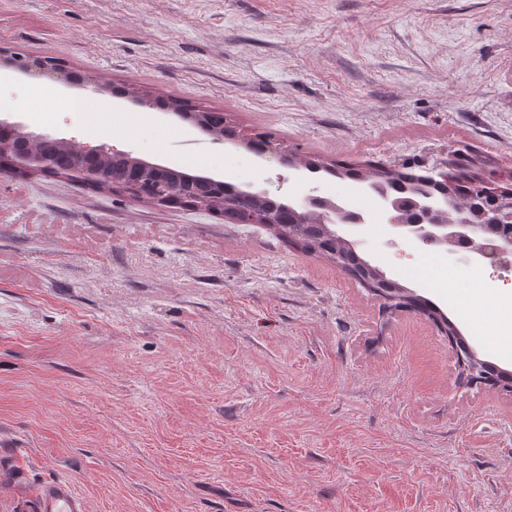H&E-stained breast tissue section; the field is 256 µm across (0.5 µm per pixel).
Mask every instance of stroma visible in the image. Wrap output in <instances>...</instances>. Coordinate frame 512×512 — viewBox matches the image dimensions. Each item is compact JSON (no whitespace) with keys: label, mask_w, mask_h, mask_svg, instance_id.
Returning <instances> with one entry per match:
<instances>
[{"label":"stroma","mask_w":512,"mask_h":512,"mask_svg":"<svg viewBox=\"0 0 512 512\" xmlns=\"http://www.w3.org/2000/svg\"><path fill=\"white\" fill-rule=\"evenodd\" d=\"M0 49L224 112L326 163L455 151L512 173V0H0ZM70 92L55 74L0 71L28 132L297 201L359 190L282 182L276 160L128 97L99 95L101 132L85 138ZM349 234L512 370L499 295L471 294L478 276L512 287L511 267L445 252L458 276L433 290L415 276L425 246L389 245L383 222ZM60 477L89 512H512V392L466 385L433 322L382 310L264 227L5 171L0 512Z\"/></svg>","instance_id":"1"}]
</instances>
